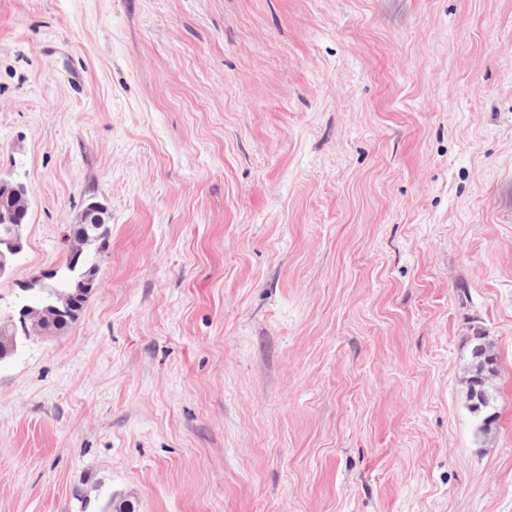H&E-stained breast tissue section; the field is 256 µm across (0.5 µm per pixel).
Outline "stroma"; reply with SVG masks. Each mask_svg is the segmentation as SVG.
<instances>
[{
    "mask_svg": "<svg viewBox=\"0 0 512 512\" xmlns=\"http://www.w3.org/2000/svg\"><path fill=\"white\" fill-rule=\"evenodd\" d=\"M0 178V512H512V0H0ZM23 194L27 195V188L23 183L0 178V200L5 204V208L0 209V223L6 224L0 237V277L22 255L27 241V222L19 218L14 206L8 207L10 200L13 204ZM103 211L105 212V209L102 205L96 202L90 203L83 212L80 220L81 226L79 228L69 227L64 235L68 266L78 271L76 285L74 275L66 272L58 276L48 289H50L49 292L53 296H65L68 293H73L76 288L75 295L73 296L74 302L65 301L63 304H58L55 301L42 298L39 307L31 305V301L35 297H42V289L46 288L44 281L53 280L58 275V269L43 271L40 275L18 284L22 296V305L18 313L20 314L19 319L24 336L35 335L36 317L42 312L58 319L50 318L45 322L44 329L47 332L54 334V336L66 332L75 320H70L69 322L62 321L68 319L72 312L71 307L76 299L89 297L99 287L98 273L100 266L96 262H88L87 255L91 251L97 252V249L92 250L88 246V242L93 240L103 243L109 240V224H105L102 217ZM467 395L470 409L481 417V426H490L495 420V413H486L485 408L488 406L489 410L495 411V395L491 391L488 393L487 405L485 400L487 392L484 383L480 379L472 382Z\"/></svg>",
    "mask_w": 512,
    "mask_h": 512,
    "instance_id": "stroma-1",
    "label": "stroma"
}]
</instances>
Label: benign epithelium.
I'll list each match as a JSON object with an SVG mask.
<instances>
[{"instance_id":"1","label":"benign epithelium","mask_w":512,"mask_h":512,"mask_svg":"<svg viewBox=\"0 0 512 512\" xmlns=\"http://www.w3.org/2000/svg\"><path fill=\"white\" fill-rule=\"evenodd\" d=\"M23 194H27L24 184L0 178V201L7 204ZM103 211L102 205L96 202L90 203L83 212L80 227H70L65 233L68 266L78 271L74 295L76 299L89 297L99 287L100 266L95 262H88L87 255L91 252L88 242L92 240L104 242L109 239L110 229L102 217ZM0 223L4 225V232L0 234V276H2L24 251L27 241V222L19 218L15 208L6 207L0 209ZM57 275L56 269L43 271L30 280L18 284L22 296L19 314L23 335L35 334L37 316L43 312L61 321L68 319L71 307L74 305L72 301L59 304L44 299L38 307L31 305L34 298L41 296L42 289L45 288L44 281L52 280ZM486 395L482 380L473 381L468 390L469 407L473 413L481 417L483 426H489L495 420V413L485 411Z\"/></svg>"}]
</instances>
